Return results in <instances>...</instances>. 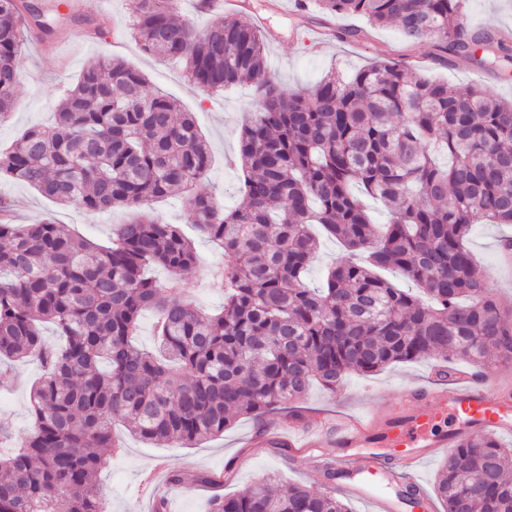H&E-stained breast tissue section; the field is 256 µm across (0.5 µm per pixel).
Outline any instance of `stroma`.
<instances>
[{
	"label": "stroma",
	"instance_id": "stroma-1",
	"mask_svg": "<svg viewBox=\"0 0 512 512\" xmlns=\"http://www.w3.org/2000/svg\"><path fill=\"white\" fill-rule=\"evenodd\" d=\"M245 18H262L268 35L266 62L280 92L291 95L314 86L330 69L350 73L377 61L385 46L398 45L396 26L376 30L371 40L349 42L337 38L339 28L352 25L349 17L339 16L329 23L301 16L292 0H245ZM108 18L102 32L87 37L81 24L57 17L49 36L26 43L18 60L17 102L7 121L0 122V148L8 146L28 128L49 125L57 105L76 81L84 66L102 55L118 57L143 73L149 90H159L176 99L183 110L193 113L208 140L213 163L201 179L198 192L215 197L230 210L240 198L236 186L241 169L231 162L238 146L252 91L237 87L223 94L204 92L187 80L181 64L144 53L127 32V0H100ZM464 12L472 30L512 29V0H465ZM331 33L324 50L312 44L319 31ZM416 57L423 59L426 77L463 89L480 85L501 99L512 98V63L495 68L482 66L467 57L448 55L446 61L434 58L431 42L418 44ZM10 195L18 220L32 223L52 218L68 234H79L99 244H108L114 225L131 217L126 209L89 213L72 206H61L39 195L20 182H1L0 194ZM164 222L180 227L195 248L196 262L187 276L196 283L194 304L204 311L216 312L224 305V284L212 278V271L224 265L221 248L201 236L190 224L179 197H171L154 207ZM512 233V227L498 224L474 225L468 245L473 251L479 275L489 281L498 296L512 301V265H505L500 254V237ZM439 369L435 358L397 363L369 375H350L336 391L312 386L299 404V415L320 413L339 415L388 411L398 406L407 387L429 385ZM39 374L33 362L15 363L12 371L0 375V416L7 418L15 434L29 431L30 389ZM267 419L239 417L223 436L201 441L192 448L165 444L153 445L138 440L123 422H115L113 431L120 445L117 456L97 474L98 487L110 512H154L157 499H165L167 512H208L210 500L217 495L232 496L257 479L267 477L277 484L296 483L317 488L312 476L311 459L289 455L284 448H254L250 442L265 428ZM161 466L158 486L142 487L144 473ZM204 472L220 478V485L208 487L196 483H171L173 472Z\"/></svg>",
	"mask_w": 512,
	"mask_h": 512
}]
</instances>
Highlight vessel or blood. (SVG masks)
<instances>
[{
	"label": "vessel or blood",
	"mask_w": 512,
	"mask_h": 512,
	"mask_svg": "<svg viewBox=\"0 0 512 512\" xmlns=\"http://www.w3.org/2000/svg\"><path fill=\"white\" fill-rule=\"evenodd\" d=\"M504 432L512 433V394L493 380L463 374L448 385L410 390L381 415L289 423L278 443L309 457L334 448L330 485L336 493L360 499L374 512H413L428 500L416 479L423 461L448 451L461 436Z\"/></svg>",
	"instance_id": "obj_1"
}]
</instances>
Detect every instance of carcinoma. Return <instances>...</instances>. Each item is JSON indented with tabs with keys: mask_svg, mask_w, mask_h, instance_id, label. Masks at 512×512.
<instances>
[{
	"mask_svg": "<svg viewBox=\"0 0 512 512\" xmlns=\"http://www.w3.org/2000/svg\"><path fill=\"white\" fill-rule=\"evenodd\" d=\"M132 35L151 55L184 62L211 94L248 85L256 101L237 157L241 204L226 212L195 184L212 163L193 116L129 64L89 63L57 109L55 124L24 131L0 149V180L29 185L85 211L134 216L100 247L63 234L50 219L19 224L0 195V361L33 359L32 426L14 438L0 420V512H108L96 483L116 448L120 419L141 440L189 448L224 434L241 415L296 403L312 382L334 391L349 373H377L425 357L475 369L512 358V303L476 271L466 237L474 224H512V101L482 87L453 91L418 66L382 60L344 79L325 75L283 95L265 60V35L237 14L204 26L176 17L174 0H129ZM322 13L398 26L409 45L441 53L493 48L512 60V41L463 26L464 0H317ZM53 15L26 0H0V122L15 104L26 29L52 32ZM444 149L447 166L434 148ZM220 243L228 263L224 310L192 303L180 271L195 262L175 224L149 214L166 197ZM382 201L388 223H371L365 198ZM345 245L320 288L306 283L317 239ZM150 266L172 274L148 277ZM394 269L429 302L395 287ZM158 316L155 350L132 343L143 312ZM54 324L64 343L45 340ZM171 482L208 484L206 473ZM443 512H512V448L466 435L436 478ZM209 512H349L336 493L268 479Z\"/></svg>",
	"mask_w": 512,
	"mask_h": 512,
	"instance_id": "1",
	"label": "carcinoma"
}]
</instances>
